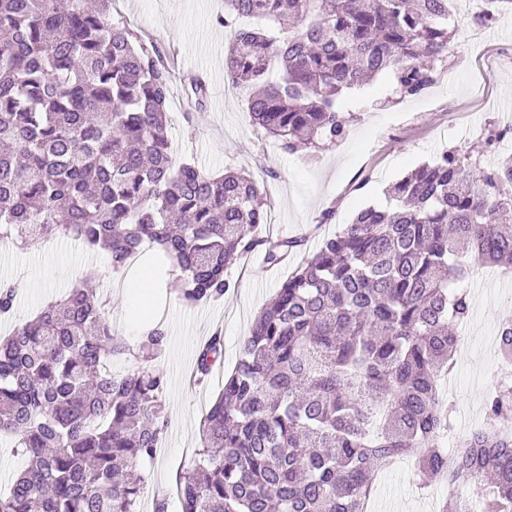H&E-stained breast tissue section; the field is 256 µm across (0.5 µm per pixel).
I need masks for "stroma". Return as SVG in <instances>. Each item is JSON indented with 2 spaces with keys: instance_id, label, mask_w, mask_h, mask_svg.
<instances>
[{
  "instance_id": "35a3bbf8",
  "label": "stroma",
  "mask_w": 512,
  "mask_h": 512,
  "mask_svg": "<svg viewBox=\"0 0 512 512\" xmlns=\"http://www.w3.org/2000/svg\"><path fill=\"white\" fill-rule=\"evenodd\" d=\"M450 9L449 22L459 34L424 95L400 98L392 76H379L342 95L340 104L353 119L341 142L291 154L253 126L245 109L249 88L229 84L224 76V55L234 34L233 28L217 22L224 0H115L114 21L153 41L173 60L168 116L176 157L209 173L266 169L267 213L274 227L270 242L286 236L304 241L287 264L268 267L263 252L257 251L229 266L225 276L233 284L230 292L221 301L195 307L178 300L174 276L154 264L151 304L168 336L156 365L167 377L162 402L169 424L155 459L141 466L150 493L136 512H154L159 497L167 499L168 512H180L171 491L180 471L195 458L200 422L225 374L234 368L241 340L257 311L323 237L366 207L388 206L385 190L391 183L444 151L480 153L485 169L512 155V135L490 139L497 129L512 125V9L503 11L495 30L478 44L465 35L472 25L466 0H451ZM496 55L501 65L489 83H481L485 60ZM195 78L208 87L201 106L188 94ZM329 208L335 210L336 221L322 223L321 214ZM90 268L98 272L94 285L107 301L105 315L113 329L129 345H137L139 338L125 320L124 287L141 276V269L112 271L106 252L87 251L74 240H35L22 249L0 250V279L20 285L15 311L19 321L33 318L46 301L78 286ZM470 293L472 322L482 335L494 336L501 321L512 318V274L481 270ZM215 331L224 338V364L207 383L187 387L184 377L194 368L201 344ZM456 364L467 379L450 397L463 413L482 406L497 378L478 352L458 355ZM413 469L408 457L397 468L378 473L373 497L379 512H426L424 490L415 482Z\"/></svg>"
}]
</instances>
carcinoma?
Segmentation results:
<instances>
[{
    "instance_id": "carcinoma-1",
    "label": "carcinoma",
    "mask_w": 512,
    "mask_h": 512,
    "mask_svg": "<svg viewBox=\"0 0 512 512\" xmlns=\"http://www.w3.org/2000/svg\"><path fill=\"white\" fill-rule=\"evenodd\" d=\"M113 2L0 0V241L70 237L115 270L148 243L180 271L184 305L219 300L226 267L268 242L264 184L175 158L173 73L156 44L113 23ZM449 14L448 0H224L218 23L297 22L284 38L237 31L225 59L233 84L254 87L253 125L294 153L342 140L339 98L369 78L389 72L399 94L422 95L448 57ZM471 165L446 151L419 166L388 187V207L360 210L281 284L177 477L181 512H363L375 472L409 454L419 482L444 476L456 407L438 378L471 314L465 284L485 266L512 269V155L477 178ZM299 246L280 239L266 264ZM18 292L0 280L1 317ZM102 305L78 286L0 338V434L27 458L0 512H135L148 493L135 467L168 424L166 376L149 364L167 333L154 326L144 366L116 373L133 349ZM498 336L512 360L511 319ZM223 360L216 333L196 382ZM484 412L456 464L482 512H512V436L499 432L512 378Z\"/></svg>"
}]
</instances>
